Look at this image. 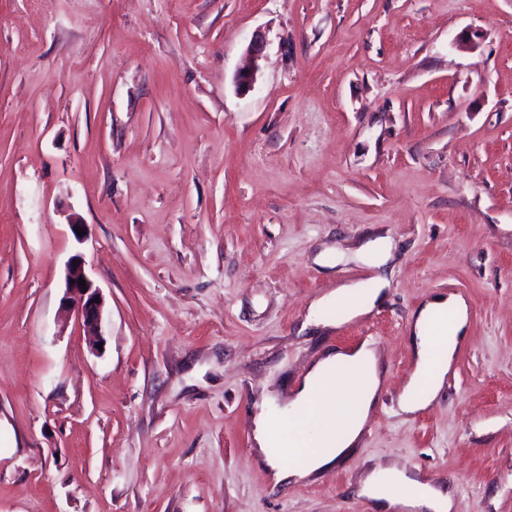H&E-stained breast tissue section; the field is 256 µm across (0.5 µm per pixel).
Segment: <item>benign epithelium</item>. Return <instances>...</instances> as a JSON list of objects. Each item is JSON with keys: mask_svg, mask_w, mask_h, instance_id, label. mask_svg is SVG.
<instances>
[{"mask_svg": "<svg viewBox=\"0 0 512 512\" xmlns=\"http://www.w3.org/2000/svg\"><path fill=\"white\" fill-rule=\"evenodd\" d=\"M260 52L261 47L257 42L248 48L247 62L237 74V85L243 92L250 90L256 82ZM81 279L86 282L84 288L79 285ZM96 298L99 299L97 303L94 302ZM62 307L80 320L84 333L89 336L92 348L98 349V345L104 343L102 332L104 300L101 299L100 289L85 274L83 257L79 254L71 256L68 261Z\"/></svg>", "mask_w": 512, "mask_h": 512, "instance_id": "obj_1", "label": "benign epithelium"}]
</instances>
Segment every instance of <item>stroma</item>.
Returning a JSON list of instances; mask_svg holds the SVG:
<instances>
[{
  "label": "stroma",
  "instance_id": "35a3bbf8",
  "mask_svg": "<svg viewBox=\"0 0 512 512\" xmlns=\"http://www.w3.org/2000/svg\"><path fill=\"white\" fill-rule=\"evenodd\" d=\"M378 237L386 300L308 325ZM77 253L100 354L61 307ZM441 294L467 334L405 414ZM365 342L385 391L352 458L277 483L264 397ZM386 465L512 512V0H0V512H375ZM262 47L255 41L248 48L247 62L237 74V85L242 92L249 91L256 82L259 70L258 57ZM394 246L388 238H376L368 241L356 253V258L369 266L382 269L392 259ZM467 321L465 303L453 295L435 297L420 308L412 322L415 369L399 399L401 412L415 413L437 397ZM438 336H449L450 342H439Z\"/></svg>",
  "mask_w": 512,
  "mask_h": 512
}]
</instances>
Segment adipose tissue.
<instances>
[{"label":"adipose tissue","instance_id":"obj_1","mask_svg":"<svg viewBox=\"0 0 512 512\" xmlns=\"http://www.w3.org/2000/svg\"><path fill=\"white\" fill-rule=\"evenodd\" d=\"M394 246L389 239L368 241L356 257L379 268L374 286L348 284L321 299V306H342L346 319L368 312L385 297L389 280L382 270ZM467 307L458 297L438 296L424 304L412 322L415 369L399 399L401 412L412 414L439 394L456 346L463 340ZM385 369L369 344L325 352L309 368L287 406L260 410L255 418L254 442L258 457L281 482H299L351 456L384 387ZM279 418L288 427L274 436L270 422ZM360 493L375 501L380 512L404 507L408 512H453L448 490L423 482L394 466L372 472Z\"/></svg>","mask_w":512,"mask_h":512}]
</instances>
